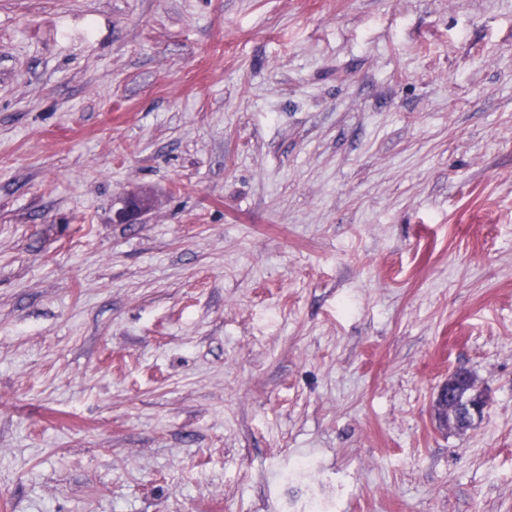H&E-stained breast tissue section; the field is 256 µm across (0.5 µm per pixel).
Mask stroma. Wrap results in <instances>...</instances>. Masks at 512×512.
Segmentation results:
<instances>
[{
    "label": "stroma",
    "mask_w": 512,
    "mask_h": 512,
    "mask_svg": "<svg viewBox=\"0 0 512 512\" xmlns=\"http://www.w3.org/2000/svg\"><path fill=\"white\" fill-rule=\"evenodd\" d=\"M315 503L512 512V0H0V512ZM152 208V200L149 196L139 192H129L124 195L122 207L114 214V223L135 224L144 214ZM487 404V394L477 386L469 371L452 370L433 399L435 426L446 430L466 429L482 416Z\"/></svg>",
    "instance_id": "obj_1"
}]
</instances>
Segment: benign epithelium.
Listing matches in <instances>:
<instances>
[{
	"label": "benign epithelium",
	"mask_w": 512,
	"mask_h": 512,
	"mask_svg": "<svg viewBox=\"0 0 512 512\" xmlns=\"http://www.w3.org/2000/svg\"><path fill=\"white\" fill-rule=\"evenodd\" d=\"M151 208L149 196L131 191L124 195L122 207L115 211L114 223L133 224ZM487 404V394L477 386L469 371L452 370L433 399L435 426L463 430L482 416Z\"/></svg>",
	"instance_id": "obj_1"
}]
</instances>
